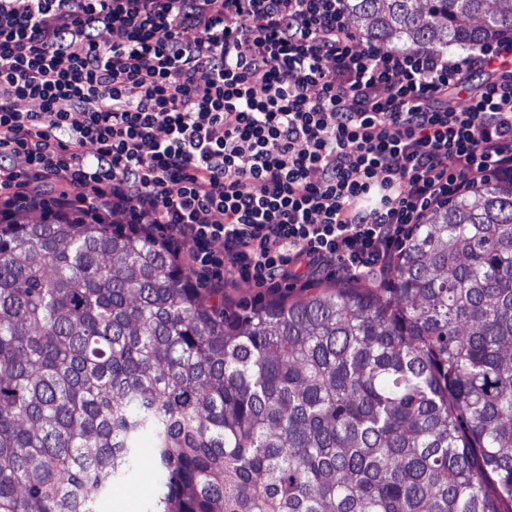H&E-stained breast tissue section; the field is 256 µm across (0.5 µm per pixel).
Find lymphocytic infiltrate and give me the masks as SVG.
<instances>
[{"instance_id":"lymphocytic-infiltrate-1","label":"lymphocytic infiltrate","mask_w":512,"mask_h":512,"mask_svg":"<svg viewBox=\"0 0 512 512\" xmlns=\"http://www.w3.org/2000/svg\"><path fill=\"white\" fill-rule=\"evenodd\" d=\"M347 15L0 0V222L125 214L217 299L334 268L384 283L432 209L512 179V31L455 56L387 50Z\"/></svg>"}]
</instances>
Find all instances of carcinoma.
Returning a JSON list of instances; mask_svg holds the SVG:
<instances>
[{"instance_id": "carcinoma-1", "label": "carcinoma", "mask_w": 512, "mask_h": 512, "mask_svg": "<svg viewBox=\"0 0 512 512\" xmlns=\"http://www.w3.org/2000/svg\"><path fill=\"white\" fill-rule=\"evenodd\" d=\"M379 42L464 49L512 0H349ZM512 512V181L419 225L382 291L209 299L109 224L0 225V512ZM156 496V482L145 460L112 485V494L100 498L98 512H146Z\"/></svg>"}]
</instances>
